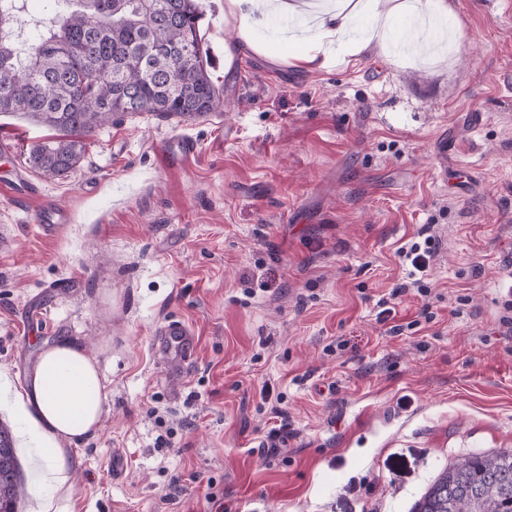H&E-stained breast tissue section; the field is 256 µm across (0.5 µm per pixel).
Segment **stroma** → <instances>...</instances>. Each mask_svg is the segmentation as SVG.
<instances>
[{"mask_svg":"<svg viewBox=\"0 0 512 512\" xmlns=\"http://www.w3.org/2000/svg\"><path fill=\"white\" fill-rule=\"evenodd\" d=\"M447 2L432 57L317 69L251 0L253 47L225 50L224 0H200L225 106L102 126L61 179L28 161L49 130L0 116V378L70 338L105 385L68 512H412L449 464L512 449V0ZM45 204L70 215L52 236ZM426 241L417 288L402 253ZM169 320L195 332L181 370L154 351ZM0 424L31 512L38 442L11 399ZM272 411L276 414V418H280V423L272 427L268 432L264 444V448H267L269 455H276L280 448L281 443L288 437V422L284 416V413L277 407H272Z\"/></svg>","mask_w":512,"mask_h":512,"instance_id":"stroma-1","label":"stroma"}]
</instances>
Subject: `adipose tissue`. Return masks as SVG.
Wrapping results in <instances>:
<instances>
[{
	"instance_id": "adipose-tissue-1",
	"label": "adipose tissue",
	"mask_w": 512,
	"mask_h": 512,
	"mask_svg": "<svg viewBox=\"0 0 512 512\" xmlns=\"http://www.w3.org/2000/svg\"><path fill=\"white\" fill-rule=\"evenodd\" d=\"M365 7V0H338L335 12L320 20L300 61L322 66L334 53L355 55L373 44L389 52L392 15L404 10L403 0H397L392 14L377 16L367 39L361 40L352 25ZM102 390L97 362L80 343L64 340L42 350L21 404L22 414L41 443L35 480L45 492L37 496L35 512H64L65 484L72 468L67 446L98 429Z\"/></svg>"
}]
</instances>
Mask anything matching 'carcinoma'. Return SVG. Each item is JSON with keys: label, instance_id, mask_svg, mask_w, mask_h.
Returning a JSON list of instances; mask_svg holds the SVG:
<instances>
[{"label": "carcinoma", "instance_id": "cac0c4a2", "mask_svg": "<svg viewBox=\"0 0 512 512\" xmlns=\"http://www.w3.org/2000/svg\"><path fill=\"white\" fill-rule=\"evenodd\" d=\"M25 0H0V114L55 131L29 163L60 179L82 161L85 138L131 114L201 121L223 101L204 60L197 0H51L50 24L11 33ZM20 465L0 427V512H16ZM413 512H512V450L449 465Z\"/></svg>", "mask_w": 512, "mask_h": 512}]
</instances>
